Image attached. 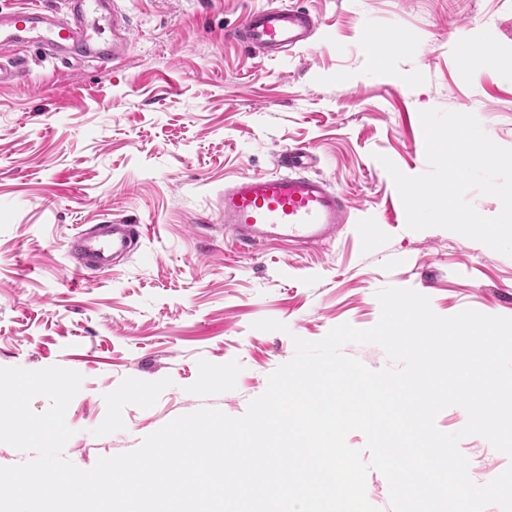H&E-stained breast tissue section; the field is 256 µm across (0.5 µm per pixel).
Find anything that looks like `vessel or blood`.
<instances>
[{
  "mask_svg": "<svg viewBox=\"0 0 512 512\" xmlns=\"http://www.w3.org/2000/svg\"><path fill=\"white\" fill-rule=\"evenodd\" d=\"M57 15L37 6L0 13V47H34L61 62L100 65L129 59L130 29L117 10L118 0H66ZM317 31L306 10L285 4L251 11L234 32L254 52L275 55L312 42ZM312 156L301 148L280 151L276 172L242 175L224 186V222L236 247L249 251L280 241L295 247L335 239L350 222V206L322 176L309 174ZM141 225L116 216L76 233L70 256L76 273L106 272L116 259L131 257Z\"/></svg>",
  "mask_w": 512,
  "mask_h": 512,
  "instance_id": "1",
  "label": "vessel or blood"
}]
</instances>
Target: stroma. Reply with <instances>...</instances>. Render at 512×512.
<instances>
[{"mask_svg": "<svg viewBox=\"0 0 512 512\" xmlns=\"http://www.w3.org/2000/svg\"><path fill=\"white\" fill-rule=\"evenodd\" d=\"M267 0H119L127 65L65 66L18 51L0 88V367L59 365L83 382L63 455L90 469L202 407L245 413L294 354L347 323L374 326L385 287L435 313L512 317V257L442 228L412 231L378 155L425 172L420 111L472 113L512 148V79L465 67L466 42L512 57V0H293L314 41L268 57L231 38ZM411 51L372 62L368 37ZM306 147L355 221L335 241L236 251L225 183L274 172ZM123 215L146 232L105 274L76 275L71 237ZM270 318L285 331H259ZM479 484L512 460L482 437L459 443ZM370 43L377 60H380L386 53L391 54L410 48L409 40L402 32H391L371 37Z\"/></svg>", "mask_w": 512, "mask_h": 512, "instance_id": "1", "label": "stroma"}]
</instances>
